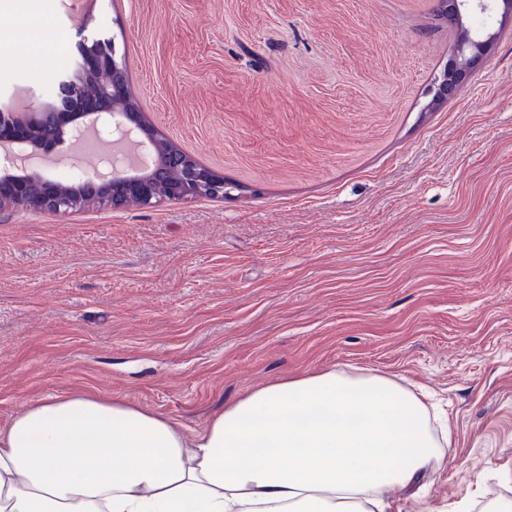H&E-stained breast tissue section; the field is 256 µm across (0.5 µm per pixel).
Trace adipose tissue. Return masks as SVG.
<instances>
[{"label": "adipose tissue", "mask_w": 512, "mask_h": 512, "mask_svg": "<svg viewBox=\"0 0 512 512\" xmlns=\"http://www.w3.org/2000/svg\"><path fill=\"white\" fill-rule=\"evenodd\" d=\"M49 0H27L0 45L35 44ZM426 404L397 380L323 373L227 404L187 435L163 415L85 393L0 426V512H388L441 460Z\"/></svg>", "instance_id": "adipose-tissue-1"}]
</instances>
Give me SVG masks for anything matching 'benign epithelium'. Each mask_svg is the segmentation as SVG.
<instances>
[{
	"mask_svg": "<svg viewBox=\"0 0 512 512\" xmlns=\"http://www.w3.org/2000/svg\"><path fill=\"white\" fill-rule=\"evenodd\" d=\"M493 40L492 34L483 40L469 35L460 37L445 79L432 89L433 99L451 97L467 70L482 60ZM78 54L70 67L56 75L52 98L38 111L18 112L10 104L0 105V212L22 207L66 214L94 204L150 208L165 201L222 200L231 194L233 187L224 183L223 174L182 149L167 155L164 163H154L140 173L133 174L124 164L111 162L108 172H94L71 184L27 167V159L46 154L63 141L79 138L90 117L98 129L114 128L125 134L139 130L148 147L157 153L163 146H177L173 137L146 119L145 113L126 107L129 94L125 56L118 54L115 42L83 43ZM43 121L57 127L55 140L40 141L31 136ZM170 168L180 170L178 180L167 179ZM32 185L40 188L37 199L29 196Z\"/></svg>",
	"mask_w": 512,
	"mask_h": 512,
	"instance_id": "1",
	"label": "benign epithelium"
}]
</instances>
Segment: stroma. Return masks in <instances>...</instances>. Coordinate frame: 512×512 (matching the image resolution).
<instances>
[{
    "instance_id": "1",
    "label": "stroma",
    "mask_w": 512,
    "mask_h": 512,
    "mask_svg": "<svg viewBox=\"0 0 512 512\" xmlns=\"http://www.w3.org/2000/svg\"><path fill=\"white\" fill-rule=\"evenodd\" d=\"M0 48L38 109L114 38L150 120L235 184L151 209L0 212V424L86 391L190 431L276 381L388 374L430 394L443 459L390 512L512 503V16L438 0H52ZM495 34L432 104L463 32ZM89 138L47 168L101 165ZM27 2V8L17 15V30L11 33L0 32L1 47L13 44L35 45L48 18L49 0H13ZM18 32L24 36L19 37Z\"/></svg>"
}]
</instances>
